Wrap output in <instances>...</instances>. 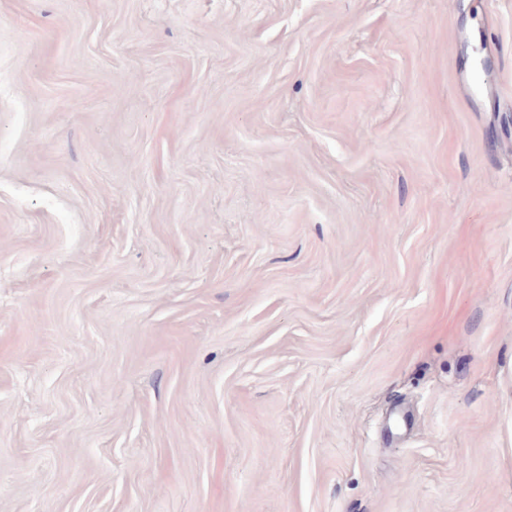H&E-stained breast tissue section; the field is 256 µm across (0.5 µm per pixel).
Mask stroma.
I'll return each mask as SVG.
<instances>
[{
	"mask_svg": "<svg viewBox=\"0 0 512 512\" xmlns=\"http://www.w3.org/2000/svg\"><path fill=\"white\" fill-rule=\"evenodd\" d=\"M0 512H512V0H0Z\"/></svg>",
	"mask_w": 512,
	"mask_h": 512,
	"instance_id": "stroma-1",
	"label": "stroma"
}]
</instances>
